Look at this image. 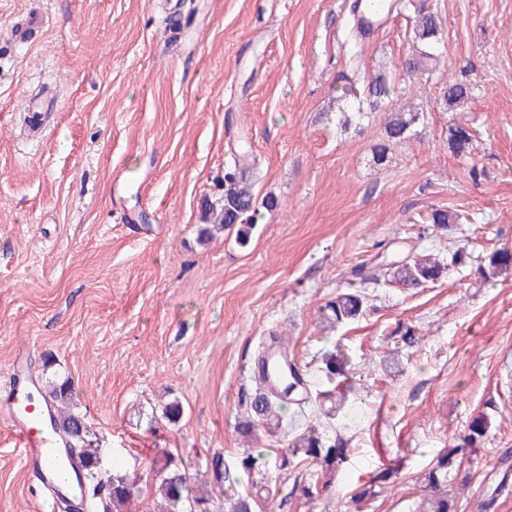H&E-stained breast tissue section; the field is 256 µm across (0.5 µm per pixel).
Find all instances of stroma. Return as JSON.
I'll list each match as a JSON object with an SVG mask.
<instances>
[{"mask_svg": "<svg viewBox=\"0 0 512 512\" xmlns=\"http://www.w3.org/2000/svg\"><path fill=\"white\" fill-rule=\"evenodd\" d=\"M423 13L444 34L429 78L405 67ZM348 26L349 0H0V382L24 347L39 380L69 379L106 466L134 482L131 512H161L166 457L190 473L217 453L236 466L270 341L313 389L326 352L346 357L354 390L321 431L348 459L329 491L300 495L318 470L299 456L225 486L210 512L237 494L261 512H415L422 475L454 444V512H512V271L487 270L512 248V0H401L354 70ZM381 67L391 99L341 127L342 76ZM451 78L474 86L453 112ZM31 97L57 102L38 134ZM407 103L424 112L416 136L375 164ZM452 122L473 133L468 156L448 147ZM243 136L255 196L277 208L247 245L229 230L200 243L201 204L223 195ZM435 208L459 223L425 229ZM461 239L447 275L368 288L358 320L323 328L318 310L353 268ZM173 399L184 412L170 424ZM480 415L488 431L467 443ZM45 510L0 429V512Z\"/></svg>", "mask_w": 512, "mask_h": 512, "instance_id": "35a3bbf8", "label": "stroma"}]
</instances>
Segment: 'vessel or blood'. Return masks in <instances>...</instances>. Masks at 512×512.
<instances>
[{"label":"vessel or blood","instance_id":"b4317fda","mask_svg":"<svg viewBox=\"0 0 512 512\" xmlns=\"http://www.w3.org/2000/svg\"><path fill=\"white\" fill-rule=\"evenodd\" d=\"M28 361V352H21L6 381L0 384V392L6 400L5 407L0 408V421L21 448L24 464L30 467L34 483L49 490L56 499L76 495L77 481L62 485L56 480L65 456L66 441L54 428L52 410L35 398L38 380L30 371Z\"/></svg>","mask_w":512,"mask_h":512}]
</instances>
